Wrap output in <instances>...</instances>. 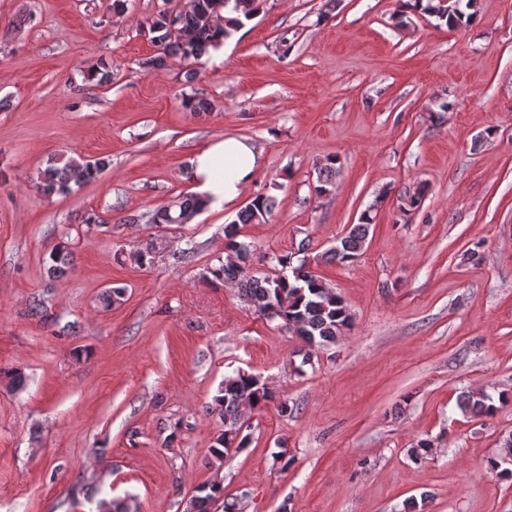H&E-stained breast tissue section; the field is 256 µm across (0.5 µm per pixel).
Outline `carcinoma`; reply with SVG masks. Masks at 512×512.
<instances>
[{
    "label": "carcinoma",
    "mask_w": 512,
    "mask_h": 512,
    "mask_svg": "<svg viewBox=\"0 0 512 512\" xmlns=\"http://www.w3.org/2000/svg\"><path fill=\"white\" fill-rule=\"evenodd\" d=\"M217 0H194L192 6L183 10L160 11L149 24L151 40L158 53L142 61L145 69H156L166 64L167 59L179 57L196 59L219 48L234 31L243 25V20L255 14L259 0H224V6L216 7ZM477 0H466L468 12L461 13L457 21L443 16L445 6L441 0H408L405 9L396 16L397 25H405L409 12H421L437 18L450 29L470 23L475 16L471 9ZM337 160L328 158L318 171L313 192L323 196L333 186L337 174ZM108 165L104 158L83 160L69 157L64 161L50 159L40 173L37 189L45 196L66 195L72 186H79L95 179ZM208 201L195 194L178 195L166 204L139 216L130 218L134 223L186 224L190 222ZM275 207L270 197L257 196L237 215V219L224 227V250L234 255V260L219 263L208 269L215 281L235 284L240 299L256 313L269 320L278 319L281 327L301 338L309 348H321L336 342L352 323V316L343 299L329 288L321 276L307 263L300 260L293 264L289 255L266 257L268 270L252 268L251 245L241 240L240 225L267 221ZM372 224L370 213L362 214L360 222L350 227L339 244L330 250L326 259L338 264L355 260L363 249ZM52 265L47 272L54 276L64 272L67 253L62 244L50 252ZM275 400V394L266 383L251 373L237 372L224 379V386L214 397L212 410L220 415L223 428L218 430L209 448L217 460L229 455L230 450H239L247 441L242 434L241 411L244 408L261 410ZM460 408L475 417L491 416L498 407L494 399L485 392H467L461 395ZM218 485L211 484L193 495L187 512H211V494Z\"/></svg>",
    "instance_id": "obj_1"
}]
</instances>
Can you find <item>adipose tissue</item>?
<instances>
[{"label":"adipose tissue","mask_w":512,"mask_h":512,"mask_svg":"<svg viewBox=\"0 0 512 512\" xmlns=\"http://www.w3.org/2000/svg\"><path fill=\"white\" fill-rule=\"evenodd\" d=\"M263 154L250 140L227 136L212 142L191 161L197 189L215 203L238 199L260 170Z\"/></svg>","instance_id":"obj_1"}]
</instances>
